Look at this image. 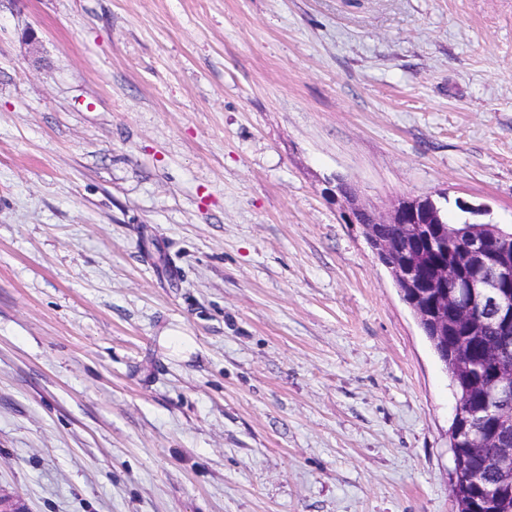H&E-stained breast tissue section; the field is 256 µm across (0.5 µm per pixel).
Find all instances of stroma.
Listing matches in <instances>:
<instances>
[{
	"mask_svg": "<svg viewBox=\"0 0 512 512\" xmlns=\"http://www.w3.org/2000/svg\"><path fill=\"white\" fill-rule=\"evenodd\" d=\"M339 177L512 226V0H0V497L455 512Z\"/></svg>",
	"mask_w": 512,
	"mask_h": 512,
	"instance_id": "35a3bbf8",
	"label": "stroma"
}]
</instances>
